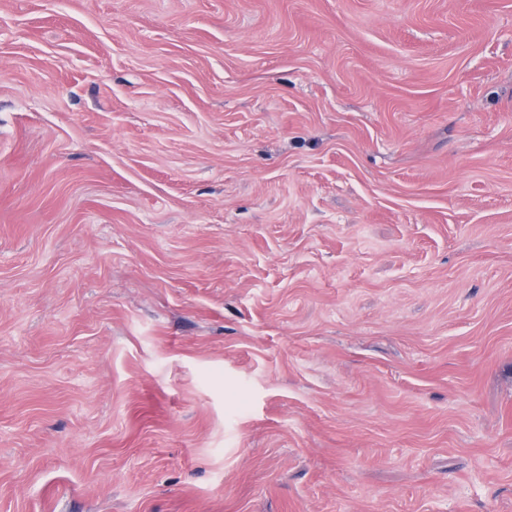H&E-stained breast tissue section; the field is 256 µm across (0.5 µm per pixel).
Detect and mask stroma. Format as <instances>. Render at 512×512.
<instances>
[{
    "label": "stroma",
    "mask_w": 512,
    "mask_h": 512,
    "mask_svg": "<svg viewBox=\"0 0 512 512\" xmlns=\"http://www.w3.org/2000/svg\"><path fill=\"white\" fill-rule=\"evenodd\" d=\"M0 512H512V0H0Z\"/></svg>",
    "instance_id": "obj_1"
}]
</instances>
